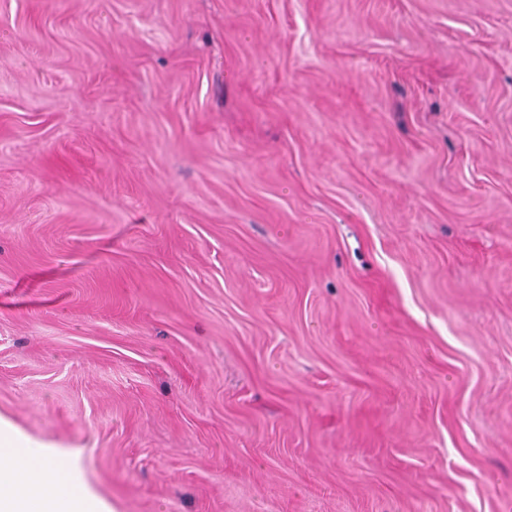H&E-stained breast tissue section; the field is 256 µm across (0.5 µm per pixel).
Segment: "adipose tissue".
Masks as SVG:
<instances>
[{
  "mask_svg": "<svg viewBox=\"0 0 512 512\" xmlns=\"http://www.w3.org/2000/svg\"><path fill=\"white\" fill-rule=\"evenodd\" d=\"M64 471L56 457L35 448L20 449L13 432L0 428V512L19 501H37L55 473L63 475L65 493L57 497L54 512H73L70 502L79 493Z\"/></svg>",
  "mask_w": 512,
  "mask_h": 512,
  "instance_id": "obj_1",
  "label": "adipose tissue"
}]
</instances>
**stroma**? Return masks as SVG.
<instances>
[{
	"instance_id": "1",
	"label": "stroma",
	"mask_w": 512,
	"mask_h": 512,
	"mask_svg": "<svg viewBox=\"0 0 512 512\" xmlns=\"http://www.w3.org/2000/svg\"><path fill=\"white\" fill-rule=\"evenodd\" d=\"M94 512H512V0H0V426Z\"/></svg>"
}]
</instances>
